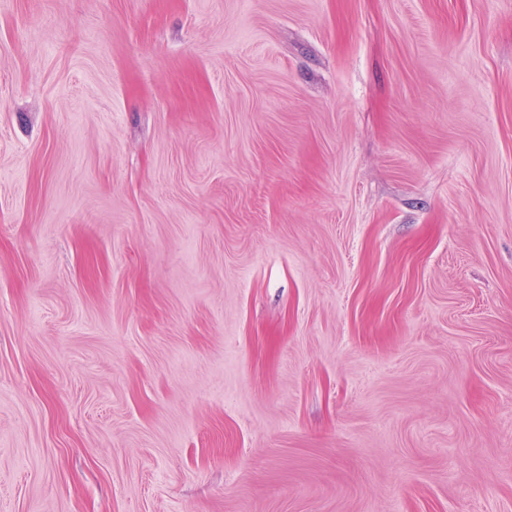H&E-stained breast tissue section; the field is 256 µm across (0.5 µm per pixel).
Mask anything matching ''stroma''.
Listing matches in <instances>:
<instances>
[{
  "label": "stroma",
  "instance_id": "1",
  "mask_svg": "<svg viewBox=\"0 0 512 512\" xmlns=\"http://www.w3.org/2000/svg\"><path fill=\"white\" fill-rule=\"evenodd\" d=\"M0 512H512V0H0Z\"/></svg>",
  "mask_w": 512,
  "mask_h": 512
}]
</instances>
